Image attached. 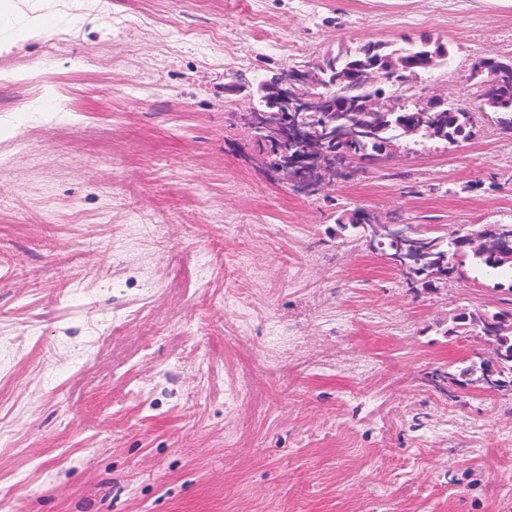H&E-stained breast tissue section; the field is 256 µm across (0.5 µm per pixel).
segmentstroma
Instances as JSON below:
<instances>
[{"instance_id": "35a3bbf8", "label": "stroma", "mask_w": 512, "mask_h": 512, "mask_svg": "<svg viewBox=\"0 0 512 512\" xmlns=\"http://www.w3.org/2000/svg\"><path fill=\"white\" fill-rule=\"evenodd\" d=\"M262 5L0 0V512H512V395L427 381L481 347L449 318L507 290L409 288L252 162V91L224 89L426 32L450 60L419 96L471 104L512 0ZM478 127L336 194L425 233L510 223L512 133Z\"/></svg>"}]
</instances>
